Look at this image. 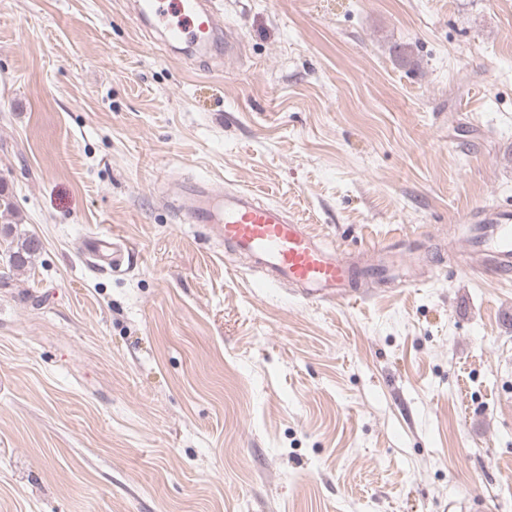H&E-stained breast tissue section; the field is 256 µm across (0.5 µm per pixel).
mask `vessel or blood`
I'll list each match as a JSON object with an SVG mask.
<instances>
[{"mask_svg": "<svg viewBox=\"0 0 512 512\" xmlns=\"http://www.w3.org/2000/svg\"><path fill=\"white\" fill-rule=\"evenodd\" d=\"M133 17L138 26L162 28L164 44L179 43L206 52L216 41L225 51L235 48L224 40L223 24L210 0H136ZM176 209L184 223L215 225L225 244L248 257L271 284L289 283L310 300L341 301L366 272L407 278L420 264L418 253L395 248L393 243L373 246V267L354 261L349 251L326 248L310 225L287 218L280 207L260 200L251 190L227 191L222 182H183ZM464 223L474 225L470 243L486 265L502 276L512 275V207H480L468 211ZM91 263L120 270L125 259L121 239L91 235L84 239Z\"/></svg>", "mask_w": 512, "mask_h": 512, "instance_id": "b4317fda", "label": "vessel or blood"}]
</instances>
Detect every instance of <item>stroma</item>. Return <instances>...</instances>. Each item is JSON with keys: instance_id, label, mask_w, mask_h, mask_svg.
I'll use <instances>...</instances> for the list:
<instances>
[{"instance_id": "35a3bbf8", "label": "stroma", "mask_w": 512, "mask_h": 512, "mask_svg": "<svg viewBox=\"0 0 512 512\" xmlns=\"http://www.w3.org/2000/svg\"><path fill=\"white\" fill-rule=\"evenodd\" d=\"M232 58L125 0H0V512H512V0H217ZM258 191L353 252L435 249L342 303L266 287L179 184ZM125 240L112 273L89 234ZM462 223L475 224L470 247L501 276L512 275V207H480L468 211ZM12 230V225H0V238L7 243L9 271H11V269L24 267L28 262V259H30L40 249L39 240L32 236L24 239H18L14 246L13 244L15 243V240H9Z\"/></svg>"}]
</instances>
